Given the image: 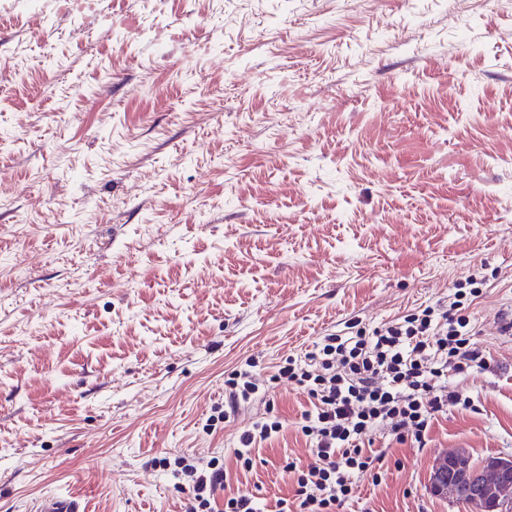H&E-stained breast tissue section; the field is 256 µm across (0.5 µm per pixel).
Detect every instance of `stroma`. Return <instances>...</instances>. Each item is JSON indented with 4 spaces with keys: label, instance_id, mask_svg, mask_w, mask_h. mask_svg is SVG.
<instances>
[{
    "label": "stroma",
    "instance_id": "35a3bbf8",
    "mask_svg": "<svg viewBox=\"0 0 512 512\" xmlns=\"http://www.w3.org/2000/svg\"><path fill=\"white\" fill-rule=\"evenodd\" d=\"M0 131V512H185L180 457L272 512L307 397L214 423L225 380L474 277L485 366L345 512H467L436 459L512 455V0H0ZM279 421H258L252 424L250 429L243 431L239 436V446L235 449L236 459L242 462V466L249 468L252 464V452L259 448L261 443L278 433L281 428ZM36 512H84V510L81 509L75 497L49 495L37 503Z\"/></svg>",
    "mask_w": 512,
    "mask_h": 512
}]
</instances>
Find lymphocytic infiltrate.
<instances>
[{"label": "lymphocytic infiltrate", "mask_w": 512, "mask_h": 512, "mask_svg": "<svg viewBox=\"0 0 512 512\" xmlns=\"http://www.w3.org/2000/svg\"><path fill=\"white\" fill-rule=\"evenodd\" d=\"M484 364L473 318L455 293L447 304L371 330L351 321L303 357L288 359L277 377L307 395L300 431L314 460L298 471L294 502L278 500L277 512H342L356 474L370 473L373 483H380L389 446L424 444L435 419L459 404L461 395L449 387V375ZM264 384L255 361H246L226 382L229 393L219 418L229 419ZM374 429L388 439L377 450L365 443ZM176 475L192 492L186 512H259L247 493L217 504L224 490L218 464L199 466L182 458Z\"/></svg>", "instance_id": "f902f5d3"}]
</instances>
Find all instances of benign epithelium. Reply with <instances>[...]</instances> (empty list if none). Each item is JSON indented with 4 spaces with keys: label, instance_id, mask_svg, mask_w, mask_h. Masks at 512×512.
Segmentation results:
<instances>
[{
    "label": "benign epithelium",
    "instance_id": "obj_1",
    "mask_svg": "<svg viewBox=\"0 0 512 512\" xmlns=\"http://www.w3.org/2000/svg\"><path fill=\"white\" fill-rule=\"evenodd\" d=\"M428 489L452 500L467 491L465 504L472 512H512V456L474 463L464 449L451 450L437 461Z\"/></svg>",
    "mask_w": 512,
    "mask_h": 512
}]
</instances>
